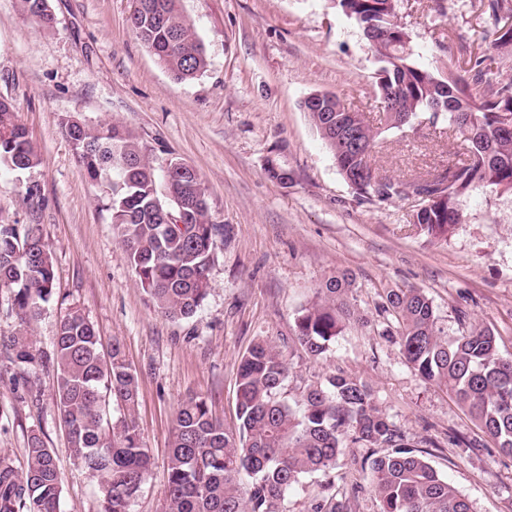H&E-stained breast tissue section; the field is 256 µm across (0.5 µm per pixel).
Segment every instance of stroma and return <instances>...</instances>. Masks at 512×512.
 <instances>
[{
  "label": "stroma",
  "mask_w": 512,
  "mask_h": 512,
  "mask_svg": "<svg viewBox=\"0 0 512 512\" xmlns=\"http://www.w3.org/2000/svg\"><path fill=\"white\" fill-rule=\"evenodd\" d=\"M401 0V17L420 61L460 54L489 24V0ZM43 30L0 0V100L11 103L40 155L16 171L0 163V224L42 225L55 268V293L27 330L51 356L57 325L78 305L103 350L120 342L138 376L134 419L151 472L130 512H162L175 413L205 399L226 429L237 428L236 375L258 340L291 345L298 310L339 270L354 274L367 325L349 326L326 360L289 354L290 398L344 370L367 381L379 408L412 445L442 439L427 461L469 502L472 512H512V456L493 443L476 450L445 444L448 430L477 435L445 389L405 363L376 307L386 288H418L431 298L447 337L462 323L491 328L512 354V195L487 188L461 199L463 220L447 241L415 234L411 201H360L301 107L330 92L378 121L369 85L377 68L358 28L332 0H180L202 40L206 71L179 82L133 35L132 0H50ZM120 123L138 136L156 170L180 159L208 188L212 219L224 227L197 314L172 322L158 315L117 238L106 186L78 162L61 120ZM375 157L393 175L446 164L461 151L447 131L427 126L382 135ZM287 168L280 184L267 160ZM40 195H29L30 186ZM0 346V454L23 466L30 432L54 452L62 476L61 512H97L98 484L78 466L54 398L52 367L29 373ZM370 449H343L331 475L308 474L285 494L284 512H313L329 495L351 512H378L360 465Z\"/></svg>",
  "instance_id": "obj_1"
}]
</instances>
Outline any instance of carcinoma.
I'll return each instance as SVG.
<instances>
[{
  "mask_svg": "<svg viewBox=\"0 0 512 512\" xmlns=\"http://www.w3.org/2000/svg\"><path fill=\"white\" fill-rule=\"evenodd\" d=\"M132 8L137 39L173 77L183 82L205 72L202 41L182 13L180 0H149ZM43 29L54 24L49 0H19ZM361 32L379 67L372 88L383 109L380 126L360 112L336 111L337 96L323 93L325 109L309 117L333 153L336 167L356 196L371 203L426 194L410 224L431 240H447L461 220L458 202L479 187L512 193V79H503L493 50L512 45V7L490 0L491 25L484 50L452 54L433 67L400 23V0H337ZM421 118L464 138L463 152L444 171L414 178L381 174L373 152L381 134L413 128ZM88 178L111 192L112 224L142 288L170 320L192 318L210 288L209 271L223 226L214 223L200 177L159 179L137 136L120 124L84 126L71 141ZM0 162L15 170L37 166L39 154L0 101ZM183 205L189 217L167 224L159 213ZM55 271L39 224H0V288L14 292L21 322L29 325L54 294ZM347 272L327 278L315 299L295 317L303 353L317 362L352 322L364 320ZM391 318L400 352L426 382L444 387L504 454L512 456V356L500 353L488 327L443 337L432 300L417 288H390L378 306ZM10 362L34 368L39 357L27 331L3 338ZM55 399L74 460L97 479L99 512H129L150 472V456L131 419L138 378L112 344L100 357L94 325L72 307L60 320L55 344ZM289 366L271 341L260 340L239 364L238 430L229 433L207 402L193 399L177 411L168 465L164 512H282L286 491L309 473L336 469L341 450L354 445L392 448L364 462L379 512H471L468 501L441 478L422 454L409 448L379 409L362 379L338 371L308 386L289 402ZM114 400L127 416L108 423ZM61 477L53 452L36 433L28 437L26 466L17 470L0 455V512H60Z\"/></svg>",
  "mask_w": 512,
  "mask_h": 512,
  "instance_id": "obj_1",
  "label": "carcinoma"
}]
</instances>
